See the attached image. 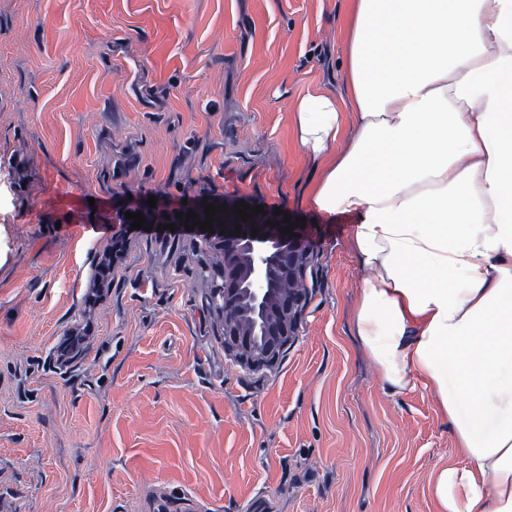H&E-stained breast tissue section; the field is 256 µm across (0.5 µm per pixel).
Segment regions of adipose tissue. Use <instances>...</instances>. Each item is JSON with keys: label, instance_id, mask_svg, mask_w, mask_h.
<instances>
[{"label": "adipose tissue", "instance_id": "1", "mask_svg": "<svg viewBox=\"0 0 512 512\" xmlns=\"http://www.w3.org/2000/svg\"><path fill=\"white\" fill-rule=\"evenodd\" d=\"M293 122L306 204L360 219L354 339L465 461L430 477L441 512H512V0H350L343 82Z\"/></svg>", "mask_w": 512, "mask_h": 512}]
</instances>
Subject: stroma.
I'll return each mask as SVG.
<instances>
[{
  "label": "stroma",
  "mask_w": 512,
  "mask_h": 512,
  "mask_svg": "<svg viewBox=\"0 0 512 512\" xmlns=\"http://www.w3.org/2000/svg\"><path fill=\"white\" fill-rule=\"evenodd\" d=\"M346 6L0 0V512H439L454 437L351 335L356 216L305 204L292 106L338 85ZM205 199L306 221L311 298L273 368L225 351L208 241L112 238Z\"/></svg>",
  "instance_id": "stroma-1"
}]
</instances>
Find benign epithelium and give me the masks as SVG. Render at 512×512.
Returning <instances> with one entry per match:
<instances>
[{"label":"benign epithelium","mask_w":512,"mask_h":512,"mask_svg":"<svg viewBox=\"0 0 512 512\" xmlns=\"http://www.w3.org/2000/svg\"><path fill=\"white\" fill-rule=\"evenodd\" d=\"M233 209L229 204L228 213L216 214L215 233L197 226L194 232L224 248V348L241 365L256 369L276 363L299 336L309 299L303 282L313 252L298 225L283 234L285 225H268L254 214L244 223ZM220 220L225 227H218ZM236 224L241 234L233 236Z\"/></svg>","instance_id":"7a95c632"}]
</instances>
